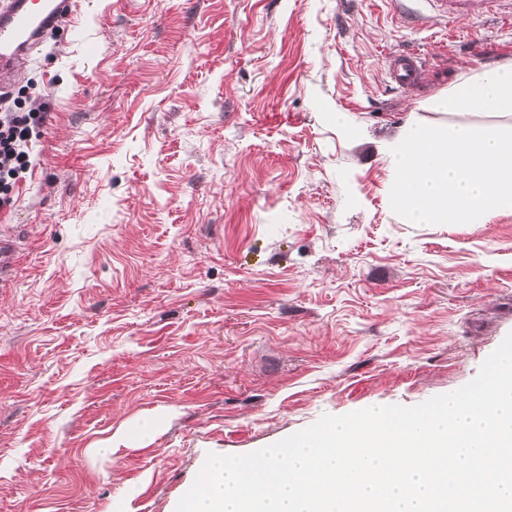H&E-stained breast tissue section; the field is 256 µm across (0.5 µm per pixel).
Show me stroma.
<instances>
[{
  "label": "stroma",
  "mask_w": 512,
  "mask_h": 512,
  "mask_svg": "<svg viewBox=\"0 0 512 512\" xmlns=\"http://www.w3.org/2000/svg\"><path fill=\"white\" fill-rule=\"evenodd\" d=\"M510 61L512 25L387 0H79L16 84L47 119L0 213V512H175L207 454L473 380L512 332V213L405 223L378 144ZM426 59L414 50L403 51L390 60L391 81L398 86L416 85L422 80ZM323 118L336 125V128L346 138L358 141L363 138V128L343 112H323Z\"/></svg>",
  "instance_id": "35a3bbf8"
}]
</instances>
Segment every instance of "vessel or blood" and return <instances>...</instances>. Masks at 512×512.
I'll use <instances>...</instances> for the list:
<instances>
[{
  "mask_svg": "<svg viewBox=\"0 0 512 512\" xmlns=\"http://www.w3.org/2000/svg\"><path fill=\"white\" fill-rule=\"evenodd\" d=\"M406 22L453 29L463 14L491 11L496 0H430L436 11L422 14L411 8L407 0H390ZM76 0H0V91L8 88L20 75L19 64L42 43L49 31L67 19ZM426 60L420 53L408 50L390 60L389 74L399 86L418 84Z\"/></svg>",
  "mask_w": 512,
  "mask_h": 512,
  "instance_id": "vessel-or-blood-1",
  "label": "vessel or blood"
}]
</instances>
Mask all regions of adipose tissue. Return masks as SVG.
<instances>
[{"mask_svg":"<svg viewBox=\"0 0 512 512\" xmlns=\"http://www.w3.org/2000/svg\"><path fill=\"white\" fill-rule=\"evenodd\" d=\"M453 123L412 115L381 147L388 205L409 224H486L512 213V63L472 71L427 104Z\"/></svg>","mask_w":512,"mask_h":512,"instance_id":"1","label":"adipose tissue"}]
</instances>
